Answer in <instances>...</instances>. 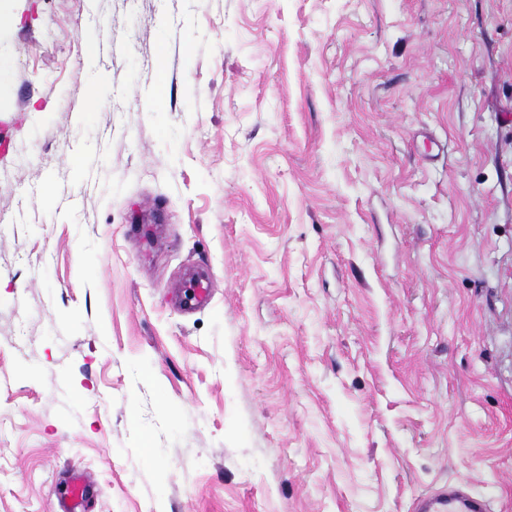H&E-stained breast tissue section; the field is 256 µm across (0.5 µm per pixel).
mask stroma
<instances>
[{"mask_svg":"<svg viewBox=\"0 0 512 512\" xmlns=\"http://www.w3.org/2000/svg\"><path fill=\"white\" fill-rule=\"evenodd\" d=\"M15 6L0 512H512V0ZM61 496L69 503L71 510L68 512H84L78 510L84 507L87 498V486L81 477H74L67 483ZM415 512H486L487 500L477 494L470 481L461 479L448 486L419 497Z\"/></svg>","mask_w":512,"mask_h":512,"instance_id":"1","label":"stroma"}]
</instances>
